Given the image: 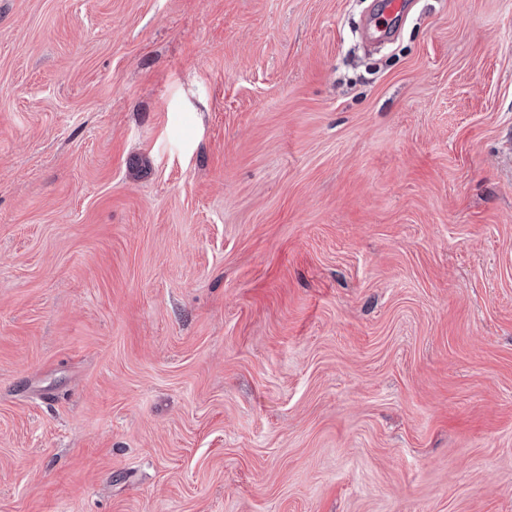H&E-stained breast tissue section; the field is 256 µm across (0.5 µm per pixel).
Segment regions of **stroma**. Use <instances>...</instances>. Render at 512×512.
Instances as JSON below:
<instances>
[{
  "label": "stroma",
  "instance_id": "1",
  "mask_svg": "<svg viewBox=\"0 0 512 512\" xmlns=\"http://www.w3.org/2000/svg\"><path fill=\"white\" fill-rule=\"evenodd\" d=\"M0 0V512H512V0Z\"/></svg>",
  "mask_w": 512,
  "mask_h": 512
}]
</instances>
